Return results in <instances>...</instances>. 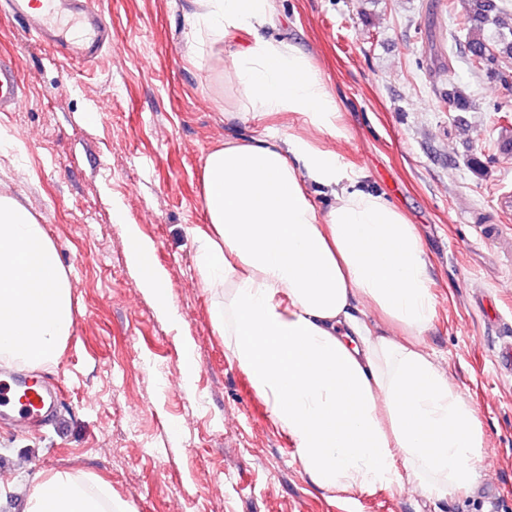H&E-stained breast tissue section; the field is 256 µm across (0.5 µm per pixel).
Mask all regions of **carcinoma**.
<instances>
[{"label":"carcinoma","instance_id":"obj_1","mask_svg":"<svg viewBox=\"0 0 512 512\" xmlns=\"http://www.w3.org/2000/svg\"><path fill=\"white\" fill-rule=\"evenodd\" d=\"M448 5L455 25L463 33L467 63L474 72H485L503 82L512 77L503 70V59H512V15L508 0H459ZM448 103L457 112L472 108L470 97L456 87L448 92Z\"/></svg>","mask_w":512,"mask_h":512}]
</instances>
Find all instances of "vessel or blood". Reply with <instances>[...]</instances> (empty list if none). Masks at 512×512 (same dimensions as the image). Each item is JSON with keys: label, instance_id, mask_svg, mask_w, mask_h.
Returning <instances> with one entry per match:
<instances>
[{"label": "vessel or blood", "instance_id": "vessel-or-blood-1", "mask_svg": "<svg viewBox=\"0 0 512 512\" xmlns=\"http://www.w3.org/2000/svg\"><path fill=\"white\" fill-rule=\"evenodd\" d=\"M43 13L31 8V0H10L15 18L24 20L38 40L53 46L69 58L83 62L96 59L110 37L109 28L96 0H44ZM20 82L14 67L0 61V112L19 105ZM55 387L45 379L16 377L5 373L0 378V414L10 419L21 432L45 423L56 405Z\"/></svg>", "mask_w": 512, "mask_h": 512}]
</instances>
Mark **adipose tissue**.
<instances>
[{"instance_id": "ef3b65f1", "label": "adipose tissue", "mask_w": 512, "mask_h": 512, "mask_svg": "<svg viewBox=\"0 0 512 512\" xmlns=\"http://www.w3.org/2000/svg\"><path fill=\"white\" fill-rule=\"evenodd\" d=\"M192 2L186 52L223 66L241 111L300 116L335 135L336 100L317 67L260 34L275 0ZM202 198L209 228L194 233L197 267L204 287L224 291L214 325L310 483L351 491L405 482L429 497L471 489L484 431L420 342L435 296L416 226L336 152L297 132L225 138L203 161ZM126 236L141 288L176 318L154 244L134 224ZM71 288L41 224L0 197L1 360L56 361L74 323ZM25 512L131 510L107 482L58 471L34 483Z\"/></svg>"}]
</instances>
